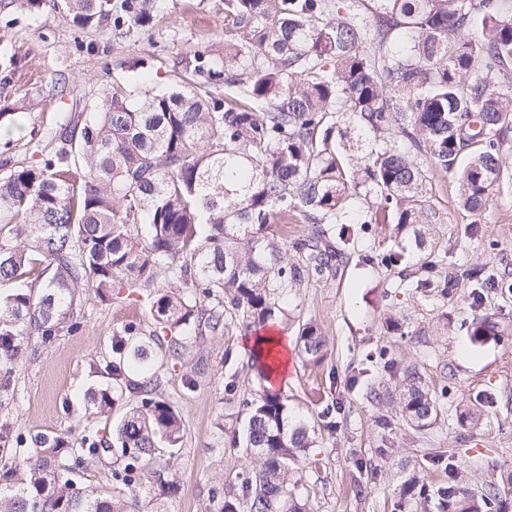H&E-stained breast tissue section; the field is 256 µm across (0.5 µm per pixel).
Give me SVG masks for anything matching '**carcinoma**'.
<instances>
[{
	"label": "carcinoma",
	"instance_id": "cac0c4a2",
	"mask_svg": "<svg viewBox=\"0 0 512 512\" xmlns=\"http://www.w3.org/2000/svg\"><path fill=\"white\" fill-rule=\"evenodd\" d=\"M33 11L46 3L85 28L110 20L127 37L153 19L157 0H16ZM224 58L177 63L188 78L164 91L131 93L142 82L141 58L121 63L126 86L99 109L66 126L57 148L38 163L0 179V208L20 222L0 243V282L22 285L0 295V390L11 384L26 336L51 341L80 327L79 290L102 302L155 289L154 330L129 325L112 340L103 374L91 392L99 414L126 393L140 396L112 440L83 428L77 442L0 430L26 466L0 472V512H136L137 494L156 445L175 448L182 419L158 397L156 336L180 358L188 340L237 322L259 329L280 324L288 292L311 277L333 279L342 247L355 230L352 205L367 204L363 223L391 226V244L376 254L396 270L406 250L418 253L419 274L406 287L448 294V250L437 247L446 214L431 200L426 170L415 154L452 176L458 202L479 214L503 183L501 147L512 131V13L502 0H223ZM480 33L469 36V30ZM224 85V97L213 85ZM309 224L288 241L275 224ZM301 258L295 263L288 249ZM463 276L511 288L486 267ZM487 318L473 324L471 343L497 335ZM317 323L298 327L295 348L307 364L325 356ZM384 367L391 390L379 404L416 433L448 411V388L434 386L415 363ZM493 394L459 402L456 423L491 427ZM242 432L255 466L238 474L242 499L221 512H312L297 462L315 447V426L288 400L265 390L245 401ZM121 448L128 462L112 481L132 494L112 500L69 477L73 465ZM435 487L417 470L401 483L404 507L418 512L430 492L443 512H512V469H501L474 492L459 466Z\"/></svg>",
	"mask_w": 512,
	"mask_h": 512
}]
</instances>
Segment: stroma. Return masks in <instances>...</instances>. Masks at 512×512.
Returning a JSON list of instances; mask_svg holds the SVG:
<instances>
[{"label":"stroma","mask_w":512,"mask_h":512,"mask_svg":"<svg viewBox=\"0 0 512 512\" xmlns=\"http://www.w3.org/2000/svg\"><path fill=\"white\" fill-rule=\"evenodd\" d=\"M160 5L152 24L128 38L110 25L79 28L71 16L49 6L30 12L0 0V113L12 116L9 136H0V178L51 153L59 126L83 118L123 81L124 60L145 58L147 85L159 91L175 82L182 57L204 52L223 57V0H160ZM12 58L18 64L11 68ZM417 159L428 167L430 193L448 217L440 238L452 267L483 266L512 280V184L491 195L479 218L477 242L462 233L472 216L457 204L455 180L430 169L425 152ZM389 235L382 224L359 230L336 278L306 280L288 295L290 319L281 326L283 335L295 338L298 321L312 319L328 341L320 365L307 367L292 358L286 377L276 383L290 408L314 421L319 434L302 463L314 512H399L400 470L413 467L439 483L446 477L438 459L442 453L455 454L475 483L489 477V464L512 467V291L459 279L447 297L435 299L400 287L396 271L360 261ZM80 308L78 330L62 331L45 344L31 342L9 390L0 391V425L33 437L74 436L84 423L100 436L111 435L122 408L97 415L87 396L104 383L98 370L113 335L130 324L149 331L153 318L143 298L102 302L86 293ZM445 312L454 324L442 335L437 327ZM390 315L403 320V335L387 332L384 320ZM485 316L502 334L473 345L471 321ZM253 334L233 325L197 338L183 358L168 357L159 366L160 395L179 411L183 431L176 450L159 443L153 467L175 474L181 490L162 495L153 474L146 475L140 490L144 512H220L225 492L248 463L245 449L233 447L229 437L242 428L244 399L259 388L242 348ZM380 350L419 363L436 385L447 386L452 401L494 392L492 431L463 430L451 416L424 434L396 419L383 425L386 408L366 399L370 390L390 385L382 363L368 360ZM122 462L116 448L76 465L72 478L79 487L124 499V486L110 477Z\"/></svg>","instance_id":"35a3bbf8"}]
</instances>
